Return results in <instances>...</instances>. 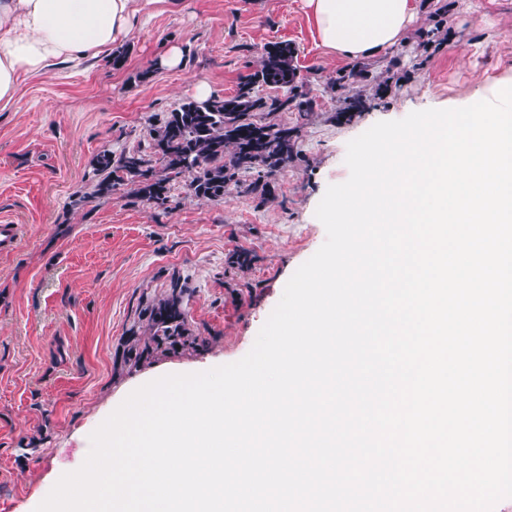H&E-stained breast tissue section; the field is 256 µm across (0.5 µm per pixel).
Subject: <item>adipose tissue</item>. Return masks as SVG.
Wrapping results in <instances>:
<instances>
[{"label":"adipose tissue","mask_w":512,"mask_h":512,"mask_svg":"<svg viewBox=\"0 0 512 512\" xmlns=\"http://www.w3.org/2000/svg\"><path fill=\"white\" fill-rule=\"evenodd\" d=\"M325 47L345 59L382 54L406 34L415 0H305ZM138 0H0V110L21 83L59 65L79 67L128 38Z\"/></svg>","instance_id":"obj_1"}]
</instances>
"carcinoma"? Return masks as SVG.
I'll return each instance as SVG.
<instances>
[{
	"label": "carcinoma",
	"mask_w": 512,
	"mask_h": 512,
	"mask_svg": "<svg viewBox=\"0 0 512 512\" xmlns=\"http://www.w3.org/2000/svg\"><path fill=\"white\" fill-rule=\"evenodd\" d=\"M427 6L434 26L419 34L417 49L423 52L435 43L448 18L446 0H427ZM295 58L296 48L291 44L269 43L263 47L257 69L239 82L233 94L188 100L172 109L160 125L148 124L150 152L129 150L117 157L110 150L100 153L88 197L107 201L117 187L126 186L134 196L163 206L168 202L169 183L182 180L189 194L199 200H223L230 184L266 199L273 177L300 159L301 130L319 107L305 89ZM372 80L370 65L362 61L328 79L327 87L341 102L333 114L336 124H349L371 107L372 98L359 91L350 94L347 89ZM262 88L273 93L264 95ZM275 112H295L297 123L288 127L266 120ZM254 258L251 251L239 249L229 254L227 264L244 268ZM185 294L181 277L174 275L164 297H142L138 328L129 329L123 345L126 366L138 368L165 352L197 351L209 344L208 337L192 329Z\"/></svg>",
	"instance_id": "carcinoma-1"
}]
</instances>
